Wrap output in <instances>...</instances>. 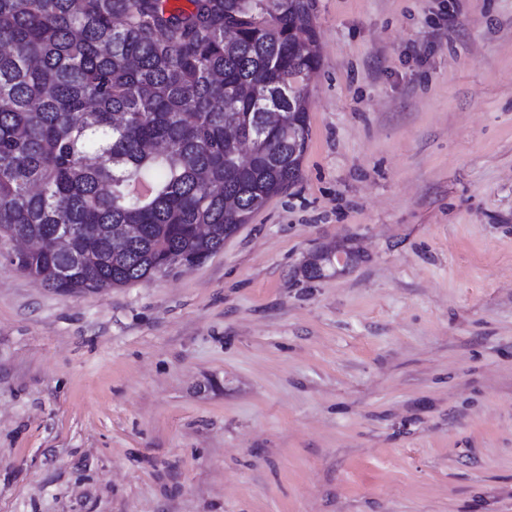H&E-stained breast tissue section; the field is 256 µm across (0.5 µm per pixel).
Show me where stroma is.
Masks as SVG:
<instances>
[{
    "label": "stroma",
    "mask_w": 512,
    "mask_h": 512,
    "mask_svg": "<svg viewBox=\"0 0 512 512\" xmlns=\"http://www.w3.org/2000/svg\"><path fill=\"white\" fill-rule=\"evenodd\" d=\"M314 3L300 176L223 251L71 294L0 242V512H512V0Z\"/></svg>",
    "instance_id": "stroma-1"
}]
</instances>
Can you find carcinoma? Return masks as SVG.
Instances as JSON below:
<instances>
[{
	"mask_svg": "<svg viewBox=\"0 0 512 512\" xmlns=\"http://www.w3.org/2000/svg\"><path fill=\"white\" fill-rule=\"evenodd\" d=\"M188 3L0 0V238L47 288L208 258L299 178L313 0Z\"/></svg>",
	"mask_w": 512,
	"mask_h": 512,
	"instance_id": "obj_1",
	"label": "carcinoma"
}]
</instances>
